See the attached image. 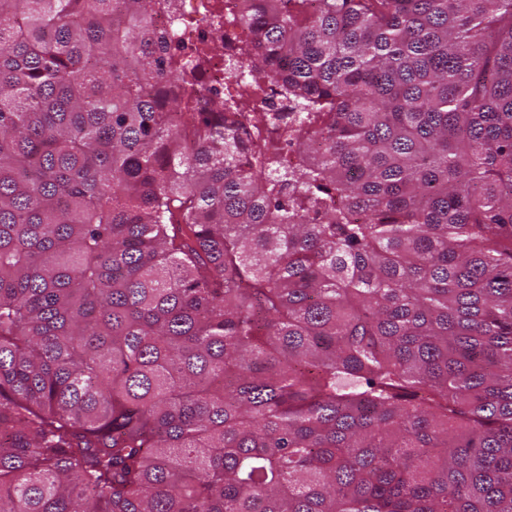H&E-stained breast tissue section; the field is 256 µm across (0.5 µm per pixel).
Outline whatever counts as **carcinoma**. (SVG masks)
Masks as SVG:
<instances>
[{"label":"carcinoma","mask_w":512,"mask_h":512,"mask_svg":"<svg viewBox=\"0 0 512 512\" xmlns=\"http://www.w3.org/2000/svg\"><path fill=\"white\" fill-rule=\"evenodd\" d=\"M155 9L0 0V512H512V0ZM180 10L174 15L156 11L153 14L155 25L171 33L173 41H179L185 52L203 47H209L202 67L197 76L195 98L200 109H207L210 100L216 94L223 95L225 87L240 82L239 71L234 69L224 51V22L217 26L212 23L218 14L224 15L223 0H179ZM194 10V26L189 30L187 24L188 8ZM215 28H218L215 30Z\"/></svg>","instance_id":"obj_1"}]
</instances>
